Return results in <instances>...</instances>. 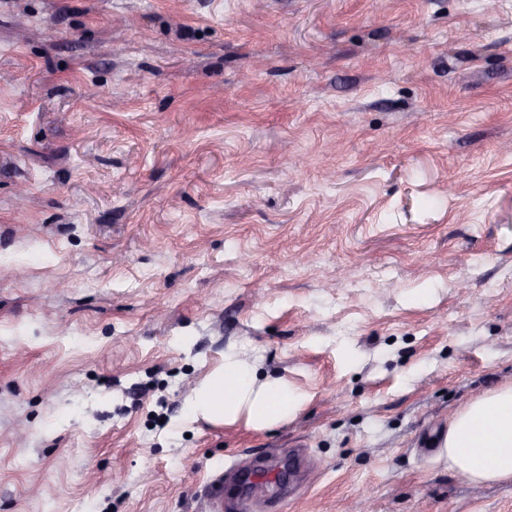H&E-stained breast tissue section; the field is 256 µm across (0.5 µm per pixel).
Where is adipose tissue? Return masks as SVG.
I'll return each mask as SVG.
<instances>
[{"instance_id": "1", "label": "adipose tissue", "mask_w": 512, "mask_h": 512, "mask_svg": "<svg viewBox=\"0 0 512 512\" xmlns=\"http://www.w3.org/2000/svg\"><path fill=\"white\" fill-rule=\"evenodd\" d=\"M305 395L282 379L258 381L255 370L236 353L185 400L187 415L216 424L246 419L267 428L296 416L307 404ZM449 469L472 483L512 480V385H504L466 402L448 422L440 445Z\"/></svg>"}]
</instances>
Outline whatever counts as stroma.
Masks as SVG:
<instances>
[{"mask_svg":"<svg viewBox=\"0 0 512 512\" xmlns=\"http://www.w3.org/2000/svg\"><path fill=\"white\" fill-rule=\"evenodd\" d=\"M254 2L0 0V512H512L438 457L512 384V0ZM230 350L305 408L188 421ZM205 485L207 487L206 500L209 501L205 512L224 511V472L209 478Z\"/></svg>","mask_w":512,"mask_h":512,"instance_id":"1","label":"stroma"}]
</instances>
